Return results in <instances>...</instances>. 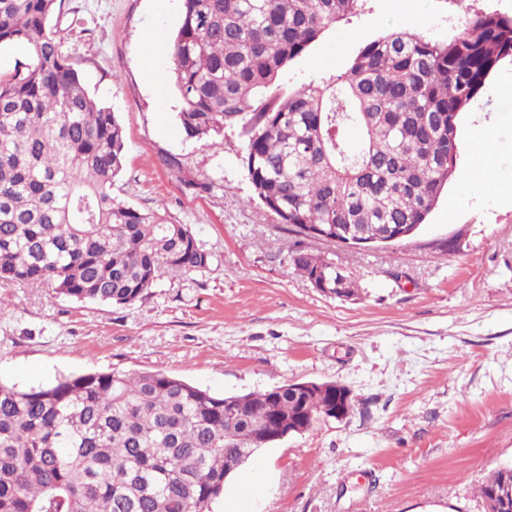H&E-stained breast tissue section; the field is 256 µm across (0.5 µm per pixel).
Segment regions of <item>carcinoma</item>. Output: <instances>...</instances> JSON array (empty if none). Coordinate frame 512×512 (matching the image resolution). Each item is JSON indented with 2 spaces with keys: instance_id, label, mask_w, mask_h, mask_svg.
Here are the masks:
<instances>
[{
  "instance_id": "1",
  "label": "carcinoma",
  "mask_w": 512,
  "mask_h": 512,
  "mask_svg": "<svg viewBox=\"0 0 512 512\" xmlns=\"http://www.w3.org/2000/svg\"><path fill=\"white\" fill-rule=\"evenodd\" d=\"M359 2L181 0L168 46L186 136L238 131L258 199L298 237L294 270L329 288L336 263L305 247L303 230L334 246L424 223L456 170L461 112L512 57V15L478 10L447 39L392 31L343 74L285 85L288 65ZM61 7L0 0V47L33 57L0 76V282L130 305L209 258L189 225L112 195L124 129L62 53ZM333 401L286 385L224 397L118 368L48 386L0 382V512H206L260 432L291 418L304 433ZM503 485L512 465L480 485L487 512H512L493 497Z\"/></svg>"
}]
</instances>
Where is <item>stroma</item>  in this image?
Masks as SVG:
<instances>
[{"label": "stroma", "instance_id": "obj_1", "mask_svg": "<svg viewBox=\"0 0 512 512\" xmlns=\"http://www.w3.org/2000/svg\"><path fill=\"white\" fill-rule=\"evenodd\" d=\"M479 9L511 15L512 0H364L286 79L342 74L392 30L447 37ZM179 21L180 0H63L57 24L63 54L125 129L114 195L189 225L209 264L126 306L0 287V381L150 370L224 396L337 381L353 411L261 449L249 512H486L481 483L512 463V59L461 113L455 174L411 239L322 247L359 282L358 296L336 298L294 271L237 131L220 147L183 132L168 52ZM480 135L501 176L492 186L464 180Z\"/></svg>", "mask_w": 512, "mask_h": 512}]
</instances>
